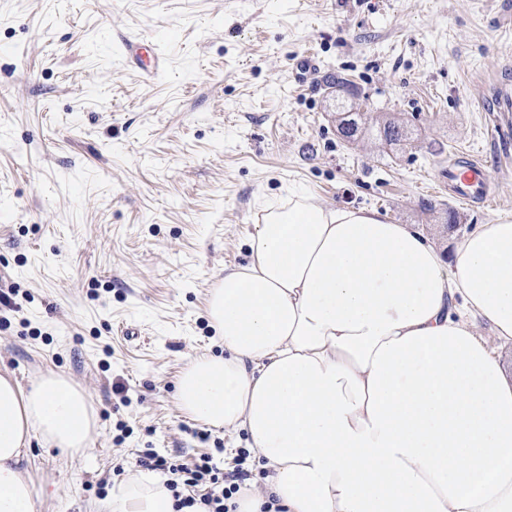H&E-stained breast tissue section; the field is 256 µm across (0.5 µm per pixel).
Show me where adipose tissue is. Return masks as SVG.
<instances>
[{
    "label": "adipose tissue",
    "instance_id": "ef3b65f1",
    "mask_svg": "<svg viewBox=\"0 0 512 512\" xmlns=\"http://www.w3.org/2000/svg\"><path fill=\"white\" fill-rule=\"evenodd\" d=\"M247 264L225 269L206 315L224 352L191 358L175 397L241 432L261 479L236 512H512V380L482 335L512 344V212L477 224L452 260L418 227L304 192L264 202ZM97 417L49 372L0 371V512H31L33 439L86 454ZM135 471L109 512H176Z\"/></svg>",
    "mask_w": 512,
    "mask_h": 512
}]
</instances>
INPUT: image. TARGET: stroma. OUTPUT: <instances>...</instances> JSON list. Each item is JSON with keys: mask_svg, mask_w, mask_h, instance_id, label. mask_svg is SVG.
Here are the masks:
<instances>
[{"mask_svg": "<svg viewBox=\"0 0 512 512\" xmlns=\"http://www.w3.org/2000/svg\"><path fill=\"white\" fill-rule=\"evenodd\" d=\"M139 34L156 77L122 53ZM336 71L418 146L342 141L321 82ZM497 85L512 88L505 0H0V289L16 290L0 370L26 389L65 376L98 417L86 455L33 441V512H99L150 454L255 478L244 434L192 421L175 388L221 351L206 299L247 262L258 200L374 208L450 251L512 211V135L481 108ZM463 157L490 172L487 205L449 195Z\"/></svg>", "mask_w": 512, "mask_h": 512, "instance_id": "35a3bbf8", "label": "stroma"}]
</instances>
